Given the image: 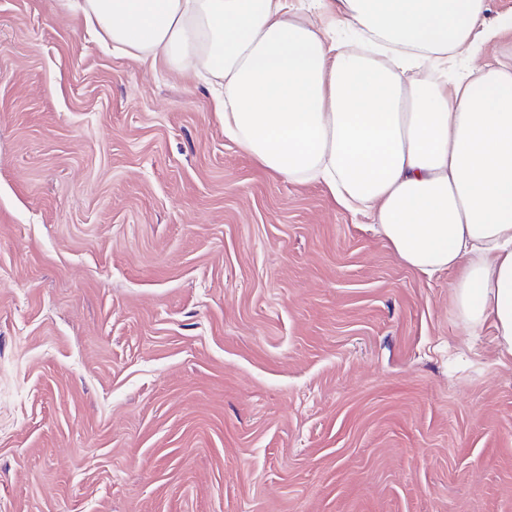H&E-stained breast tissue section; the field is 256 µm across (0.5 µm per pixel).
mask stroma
<instances>
[{
  "label": "stroma",
  "instance_id": "35a3bbf8",
  "mask_svg": "<svg viewBox=\"0 0 512 512\" xmlns=\"http://www.w3.org/2000/svg\"><path fill=\"white\" fill-rule=\"evenodd\" d=\"M370 222L0 0V512H512V362Z\"/></svg>",
  "mask_w": 512,
  "mask_h": 512
}]
</instances>
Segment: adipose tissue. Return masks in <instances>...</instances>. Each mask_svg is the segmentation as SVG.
<instances>
[{
  "instance_id": "obj_1",
  "label": "adipose tissue",
  "mask_w": 512,
  "mask_h": 512,
  "mask_svg": "<svg viewBox=\"0 0 512 512\" xmlns=\"http://www.w3.org/2000/svg\"><path fill=\"white\" fill-rule=\"evenodd\" d=\"M101 40L220 89L224 134L267 170L321 181L407 267L456 272L465 329L512 361V55L449 79L512 30L488 0H61ZM362 46L345 48L337 28ZM428 66L433 80H411Z\"/></svg>"
}]
</instances>
